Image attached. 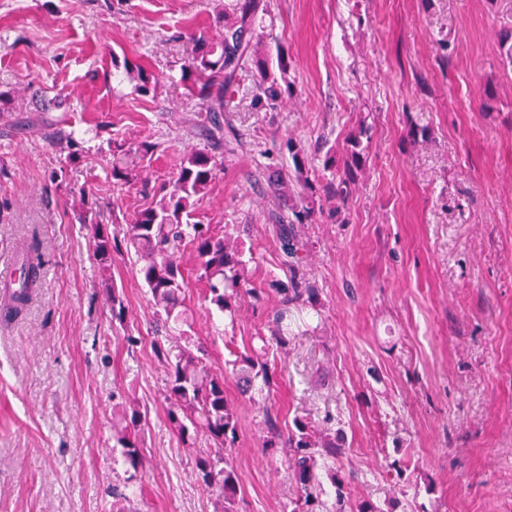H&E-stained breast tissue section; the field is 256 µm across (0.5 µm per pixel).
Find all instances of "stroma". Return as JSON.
Returning a JSON list of instances; mask_svg holds the SVG:
<instances>
[{"instance_id":"35a3bbf8","label":"stroma","mask_w":512,"mask_h":512,"mask_svg":"<svg viewBox=\"0 0 512 512\" xmlns=\"http://www.w3.org/2000/svg\"><path fill=\"white\" fill-rule=\"evenodd\" d=\"M264 2L257 42L287 53L293 94L254 105L243 71L223 165L193 215L237 242L250 292L236 315L219 311L185 251L178 324L223 373L235 411L233 510L293 512L288 451L262 442L268 423L288 436L303 420L345 448L317 471L324 512L334 472L350 502L381 512H512V63L499 46L512 0ZM212 20V0H0V89L56 98L51 120L85 135L68 165L41 133L19 131L27 113L0 112V284L31 236L43 254L25 311L0 312V512H119L120 492L134 512H223L196 476L205 439L185 446L167 421L152 347L165 330L136 256L103 272L75 217L86 198L105 222L124 221L209 146L180 66ZM116 59L148 69L154 92L119 82ZM362 123L371 140L357 189L342 207L319 198L314 223L300 225L309 292L283 304L275 286L291 273L275 217L298 188L272 191L269 178L288 163L284 143L327 178L326 153L344 160ZM117 139L156 144L145 182L113 187ZM284 308L295 323L280 344ZM260 346L274 383L247 398L231 359ZM129 403L147 413L137 473L113 448Z\"/></svg>"}]
</instances>
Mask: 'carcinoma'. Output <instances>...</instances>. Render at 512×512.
Instances as JSON below:
<instances>
[{"label": "carcinoma", "mask_w": 512, "mask_h": 512, "mask_svg": "<svg viewBox=\"0 0 512 512\" xmlns=\"http://www.w3.org/2000/svg\"><path fill=\"white\" fill-rule=\"evenodd\" d=\"M264 11L266 5L263 0H237L231 14L224 8L215 10L218 36L199 31L192 37L193 48L181 66L180 80L187 84L189 94L208 104L209 136L221 143L224 142V123L220 121L219 114L226 111L230 103L228 95L233 93L239 73L246 65L251 64L255 69V104L272 109L282 95L291 90V83L287 80L288 55L279 51L273 60L255 49L254 39ZM123 75L135 83V90L141 95L155 90V76L140 66L124 64ZM364 137H368L365 126L350 136V150L342 173L319 184L324 196L347 203L355 190L357 172L365 162ZM53 144L67 151L65 163H74L80 158L75 132L56 133ZM285 145L289 155L288 166L280 172L277 182L293 181L306 190H312L313 181L309 179L310 165L305 150L291 138ZM114 148L117 154L112 157V182L125 186L141 179L156 144L147 140L129 146L116 142ZM219 166L218 158L209 149H198L184 155L173 184L161 187L159 198L125 220L120 234L110 231L109 225L102 222L101 211L95 209L93 203L82 202L79 223L91 225L95 260L109 271L115 256L122 254V249L134 250L142 261L137 273L168 319L181 305V294L186 285L181 257L189 246L199 259L197 280L204 283L211 303L220 311L232 310L238 295L249 291L240 251L230 245L224 232L210 224L190 222L196 198L208 191ZM314 214V200L302 195L288 206V213L276 217L282 224L284 264L291 270L301 262L300 252L303 250L295 225L312 223ZM41 266V243L34 236L21 249L19 278L8 286L7 305L14 312L29 304L39 285ZM153 348L166 369L165 393L170 427L187 446L195 444L200 433L212 442L214 452L196 461L197 476L204 485L224 494V512H231L228 504L236 495L238 476L224 457V449L233 444L236 427L234 412L224 395V374L213 372L205 358L194 352L188 340L166 345L157 339ZM233 364L241 366L242 380L248 386H254L258 379L267 388L273 384L266 363L242 357ZM121 419L124 425L115 428L113 437L121 448L123 462L137 471L143 465L138 438L142 414L135 408L125 410ZM295 427L297 433L288 437L287 444L289 465L299 493L297 503L301 512H316V487L319 486L317 459H336L343 453V444L327 435L317 440L312 438L305 422L298 421ZM332 480L336 487V512L347 509L350 512H381L369 501L347 506L344 481L336 474L332 475Z\"/></svg>", "instance_id": "1"}]
</instances>
